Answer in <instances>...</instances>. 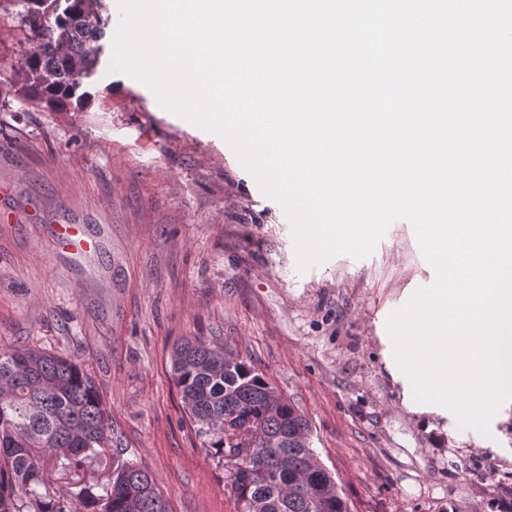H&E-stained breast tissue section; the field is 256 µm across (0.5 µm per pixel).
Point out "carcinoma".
I'll list each match as a JSON object with an SVG mask.
<instances>
[{"mask_svg": "<svg viewBox=\"0 0 512 512\" xmlns=\"http://www.w3.org/2000/svg\"><path fill=\"white\" fill-rule=\"evenodd\" d=\"M33 47L21 58L14 96L49 112L80 110L91 100L87 79L101 61L108 14L83 0H10ZM170 374L195 433L224 450V417L258 424L247 475L235 473L237 499L256 512H350L332 472L309 446V422L263 374L224 348L183 338L172 348ZM112 419L93 378L66 356L35 348H0V512H168L152 473L119 463L96 495L85 488L66 510L49 492L46 463L79 469L111 447Z\"/></svg>", "mask_w": 512, "mask_h": 512, "instance_id": "obj_1", "label": "carcinoma"}]
</instances>
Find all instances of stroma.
<instances>
[{
  "label": "stroma",
  "mask_w": 512,
  "mask_h": 512,
  "mask_svg": "<svg viewBox=\"0 0 512 512\" xmlns=\"http://www.w3.org/2000/svg\"><path fill=\"white\" fill-rule=\"evenodd\" d=\"M30 47L0 8V347L69 357L112 415L118 458L157 479L168 512H235V461L195 434L170 376L174 343L219 341L306 416L351 512H512V416L428 428L402 402L378 327L436 279L408 221L363 259L298 272L292 226L218 135L165 110L103 56L80 111L15 99ZM56 224L97 242L73 259ZM115 457L59 472L70 501Z\"/></svg>",
  "instance_id": "obj_1"
}]
</instances>
